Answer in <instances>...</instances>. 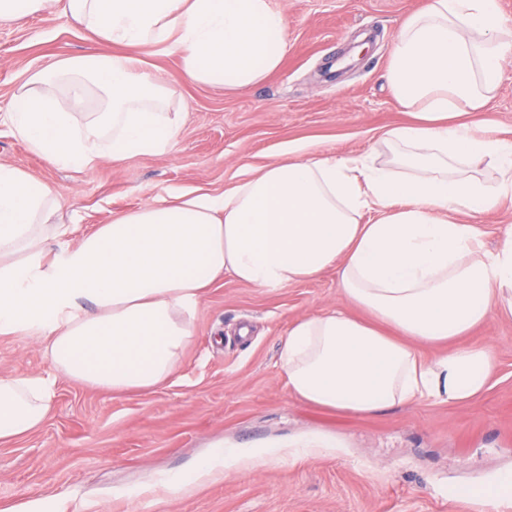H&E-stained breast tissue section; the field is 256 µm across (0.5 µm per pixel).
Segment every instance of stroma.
I'll return each instance as SVG.
<instances>
[{"label":"stroma","mask_w":512,"mask_h":512,"mask_svg":"<svg viewBox=\"0 0 512 512\" xmlns=\"http://www.w3.org/2000/svg\"><path fill=\"white\" fill-rule=\"evenodd\" d=\"M272 2L288 19V52L257 85L197 84L176 56L137 48L153 78L176 89L184 105L178 143L167 156L106 161L89 172L32 153L13 136L7 114L31 75L105 43L54 6L0 22V164L57 188L59 220L76 241L159 198L223 193L299 147L321 156L379 150L387 130L410 120L383 74L402 20L425 0ZM501 69L492 130L512 139V57ZM455 219L478 225L485 249L496 252L512 226V191L490 211ZM334 309L358 312L332 267L275 290L218 279L167 385L112 393L58 379L45 423L0 444V512L69 497L106 512H483L470 490L512 476V315L492 313L461 340L494 353L483 395L361 416L298 400L278 365L291 323ZM51 372L33 337L0 336V376ZM303 434L324 437L334 451L236 469L178 498L144 493L161 477L191 469L214 443L269 448Z\"/></svg>","instance_id":"35a3bbf8"}]
</instances>
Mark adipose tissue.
<instances>
[{
    "instance_id": "1",
    "label": "adipose tissue",
    "mask_w": 512,
    "mask_h": 512,
    "mask_svg": "<svg viewBox=\"0 0 512 512\" xmlns=\"http://www.w3.org/2000/svg\"><path fill=\"white\" fill-rule=\"evenodd\" d=\"M60 4L119 52L58 61L18 89L14 135L50 164L89 172L105 161L170 154L183 115L134 47L177 54L194 82L242 89L288 50V20L270 0H0V20ZM512 56L497 0H427L394 40L386 82L412 116L384 150L296 156L265 165L222 195L142 205L70 243L57 190L0 164V335L42 342L50 375L0 377V442L41 427L57 377L112 392L168 382L195 334L207 288L229 276L277 289L336 267L367 319L299 318L279 353L288 390L310 405L372 415L420 402L464 403L488 387L493 353L452 347L494 311L512 314V235L482 251L454 213L493 209L512 189V140L488 134L487 109ZM71 74L72 111L57 104ZM106 97L83 109L87 85ZM493 164L498 180L479 175ZM439 346L430 360L417 348ZM320 437L275 448L215 445L187 473L161 478L169 496L257 462L332 452Z\"/></svg>"
}]
</instances>
